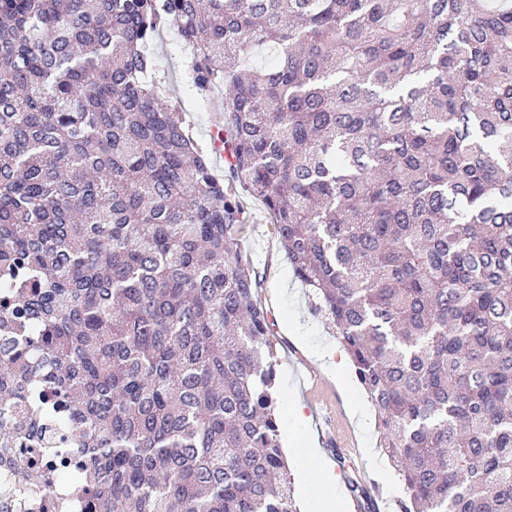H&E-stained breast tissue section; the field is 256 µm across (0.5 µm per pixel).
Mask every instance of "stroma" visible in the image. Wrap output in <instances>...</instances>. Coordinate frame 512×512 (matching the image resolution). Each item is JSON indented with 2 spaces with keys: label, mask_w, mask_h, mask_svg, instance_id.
<instances>
[{
  "label": "stroma",
  "mask_w": 512,
  "mask_h": 512,
  "mask_svg": "<svg viewBox=\"0 0 512 512\" xmlns=\"http://www.w3.org/2000/svg\"><path fill=\"white\" fill-rule=\"evenodd\" d=\"M166 90L181 99L195 136L208 142L216 113L201 110L189 88L185 55L174 30H165L157 45ZM250 222L242 232V247L260 275L257 296L274 320L271 338L277 370L279 432L287 434L296 423L288 404H304L319 448L332 460L339 481L336 495L350 498V512H400L403 498L400 477L380 446L377 413L353 371L335 376L315 360L319 351L337 346L336 331L316 309L308 288L295 278L270 222L266 208L244 198ZM367 486L372 503L351 499L349 480Z\"/></svg>",
  "instance_id": "stroma-1"
}]
</instances>
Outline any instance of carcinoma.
<instances>
[{"mask_svg":"<svg viewBox=\"0 0 512 512\" xmlns=\"http://www.w3.org/2000/svg\"><path fill=\"white\" fill-rule=\"evenodd\" d=\"M165 25L201 106L224 90L208 144L156 82ZM239 189L335 326L402 512H512V0H0L22 512H297Z\"/></svg>","mask_w":512,"mask_h":512,"instance_id":"cac0c4a2","label":"carcinoma"}]
</instances>
